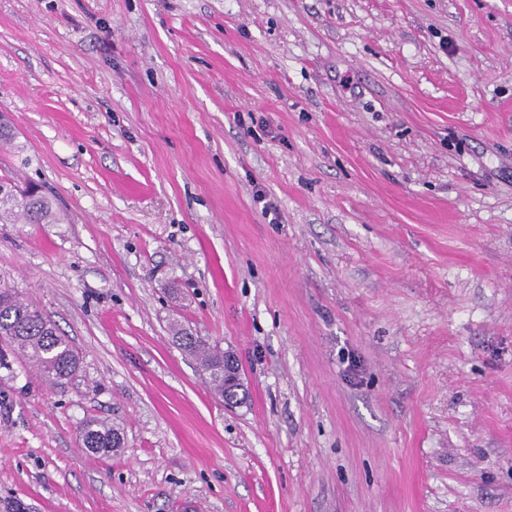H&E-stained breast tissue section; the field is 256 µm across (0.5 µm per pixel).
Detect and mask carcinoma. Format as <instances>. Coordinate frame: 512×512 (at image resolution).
I'll list each match as a JSON object with an SVG mask.
<instances>
[{
  "label": "carcinoma",
  "instance_id": "1",
  "mask_svg": "<svg viewBox=\"0 0 512 512\" xmlns=\"http://www.w3.org/2000/svg\"><path fill=\"white\" fill-rule=\"evenodd\" d=\"M20 218L29 224L58 221L57 211L48 197L40 193L27 196L16 185L3 181L0 223L14 224ZM176 338L208 374L215 393L228 403L237 401L242 385L229 383V377L224 375V351L181 330L176 331ZM0 345L26 358L52 384L72 377L79 362L75 349L56 324L11 288H0ZM80 438L83 447L95 453L109 454L122 444L118 430L101 420L84 424Z\"/></svg>",
  "mask_w": 512,
  "mask_h": 512
}]
</instances>
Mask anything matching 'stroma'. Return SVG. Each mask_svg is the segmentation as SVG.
<instances>
[{"label": "stroma", "mask_w": 512, "mask_h": 512, "mask_svg": "<svg viewBox=\"0 0 512 512\" xmlns=\"http://www.w3.org/2000/svg\"><path fill=\"white\" fill-rule=\"evenodd\" d=\"M0 114L62 215L0 287L80 358L0 365V497L512 512V0H0ZM176 338L189 354L193 355L199 362L210 379L215 393L225 402H236L241 384H229L230 378L224 377V351L217 346L211 347L198 337L191 336L182 330L176 331ZM82 445L95 453L109 454L114 448H120L122 438L116 428L101 420H92L84 424L80 431Z\"/></svg>", "instance_id": "1"}]
</instances>
